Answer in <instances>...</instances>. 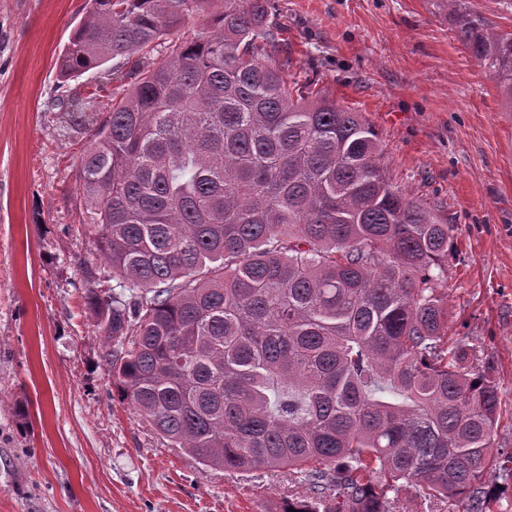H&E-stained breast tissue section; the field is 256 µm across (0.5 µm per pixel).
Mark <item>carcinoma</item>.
Returning a JSON list of instances; mask_svg holds the SVG:
<instances>
[{"instance_id":"obj_1","label":"carcinoma","mask_w":512,"mask_h":512,"mask_svg":"<svg viewBox=\"0 0 512 512\" xmlns=\"http://www.w3.org/2000/svg\"><path fill=\"white\" fill-rule=\"evenodd\" d=\"M211 2L88 0L56 61L68 112L98 98L68 80L137 73L77 170L112 392L205 469L288 473L305 495L283 512H393L403 486L491 512L500 396L448 343L455 226L393 183L362 113L272 64L270 0L175 36ZM460 2L512 112V32Z\"/></svg>"}]
</instances>
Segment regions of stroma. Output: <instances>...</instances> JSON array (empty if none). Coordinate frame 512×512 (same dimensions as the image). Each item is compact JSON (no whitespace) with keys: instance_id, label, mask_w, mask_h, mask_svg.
<instances>
[{"instance_id":"35a3bbf8","label":"stroma","mask_w":512,"mask_h":512,"mask_svg":"<svg viewBox=\"0 0 512 512\" xmlns=\"http://www.w3.org/2000/svg\"><path fill=\"white\" fill-rule=\"evenodd\" d=\"M87 0H0V512H282L287 473L202 470L111 399L86 304L78 156L56 106ZM289 64L376 129L394 183L455 226L448 337L501 397L512 453V112L440 0H271Z\"/></svg>"}]
</instances>
